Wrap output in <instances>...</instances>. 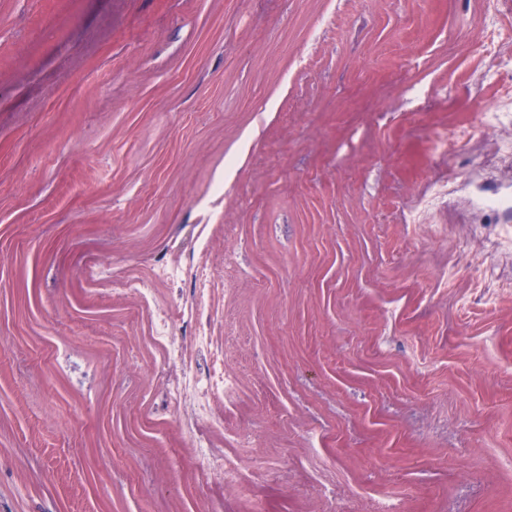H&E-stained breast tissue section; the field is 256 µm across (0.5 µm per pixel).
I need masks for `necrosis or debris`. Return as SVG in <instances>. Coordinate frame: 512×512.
<instances>
[{
    "label": "necrosis or debris",
    "instance_id": "1",
    "mask_svg": "<svg viewBox=\"0 0 512 512\" xmlns=\"http://www.w3.org/2000/svg\"><path fill=\"white\" fill-rule=\"evenodd\" d=\"M509 177L511 154L485 155L476 173L479 194L496 202L495 212L504 224L512 222V193L503 189ZM161 274L173 284L174 299L185 305L184 322L190 330L189 337L173 335L168 310L154 303V280L127 278L114 282L113 290L133 298L147 315L148 340L159 353L155 391L163 413L175 416L211 479L226 484L236 482L235 466L212 447V435L223 431L224 423L210 419L205 409L208 399H223L227 387L224 358L212 336L215 318L209 310L215 273L199 266L194 254L188 253L178 265L162 268ZM185 282L190 285L186 292L181 289Z\"/></svg>",
    "mask_w": 512,
    "mask_h": 512
}]
</instances>
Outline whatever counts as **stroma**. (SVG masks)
<instances>
[{"mask_svg": "<svg viewBox=\"0 0 512 512\" xmlns=\"http://www.w3.org/2000/svg\"><path fill=\"white\" fill-rule=\"evenodd\" d=\"M509 6L0 0V512H512V223L432 143L512 150ZM190 251L234 488L110 291Z\"/></svg>", "mask_w": 512, "mask_h": 512, "instance_id": "obj_1", "label": "stroma"}]
</instances>
